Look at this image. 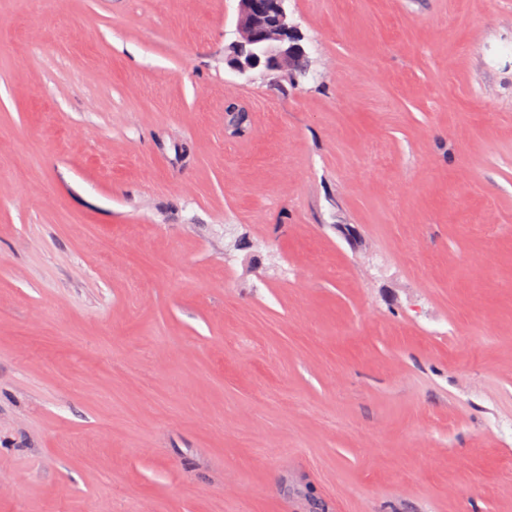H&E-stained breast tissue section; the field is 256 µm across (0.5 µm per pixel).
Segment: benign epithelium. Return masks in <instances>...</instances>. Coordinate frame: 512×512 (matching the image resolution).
<instances>
[{
    "mask_svg": "<svg viewBox=\"0 0 512 512\" xmlns=\"http://www.w3.org/2000/svg\"><path fill=\"white\" fill-rule=\"evenodd\" d=\"M237 31H250V46L236 42L229 65L245 74L263 64L284 69L306 58L287 0H238Z\"/></svg>",
    "mask_w": 512,
    "mask_h": 512,
    "instance_id": "benign-epithelium-1",
    "label": "benign epithelium"
}]
</instances>
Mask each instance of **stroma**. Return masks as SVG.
I'll return each mask as SVG.
<instances>
[{"label":"stroma","instance_id":"obj_1","mask_svg":"<svg viewBox=\"0 0 512 512\" xmlns=\"http://www.w3.org/2000/svg\"><path fill=\"white\" fill-rule=\"evenodd\" d=\"M288 10L0 0V512H512V0ZM237 31H250V45L236 41L228 62L230 67L245 74L265 63L288 71L294 63L306 59V52L299 43L296 27L290 20L287 0H238ZM274 28L271 38L266 26Z\"/></svg>","mask_w":512,"mask_h":512}]
</instances>
